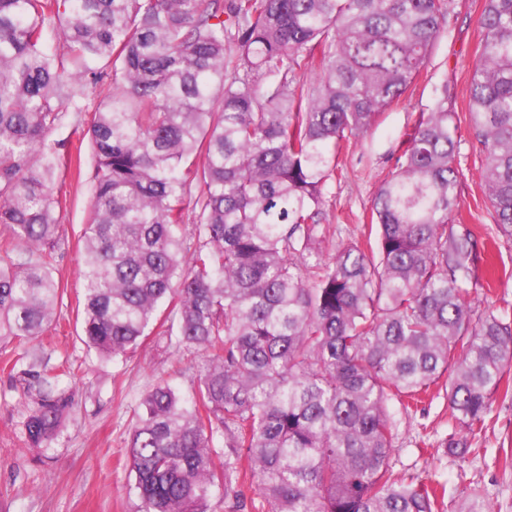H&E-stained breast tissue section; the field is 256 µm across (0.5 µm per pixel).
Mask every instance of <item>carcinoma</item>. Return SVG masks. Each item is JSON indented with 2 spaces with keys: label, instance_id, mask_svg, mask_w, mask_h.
Segmentation results:
<instances>
[{
  "label": "carcinoma",
  "instance_id": "carcinoma-1",
  "mask_svg": "<svg viewBox=\"0 0 512 512\" xmlns=\"http://www.w3.org/2000/svg\"><path fill=\"white\" fill-rule=\"evenodd\" d=\"M449 0H0V344L23 351L22 432L51 444L69 403L26 344L59 325L63 156L92 114L82 342L117 360L151 335L199 358L185 397H142L126 448L139 512H438L446 488L389 466V403L446 378L467 454L512 368V316L473 315L485 242L450 215L459 129L444 88L371 209L375 241L325 261L341 143L399 99ZM472 148L512 243V0H485ZM63 38L66 52L50 46ZM189 225L190 246L178 236ZM456 512H491L477 492Z\"/></svg>",
  "mask_w": 512,
  "mask_h": 512
}]
</instances>
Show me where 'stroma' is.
<instances>
[{"label":"stroma","mask_w":512,"mask_h":512,"mask_svg":"<svg viewBox=\"0 0 512 512\" xmlns=\"http://www.w3.org/2000/svg\"><path fill=\"white\" fill-rule=\"evenodd\" d=\"M485 0H452L445 31L433 43L412 87L393 102L359 140L348 143L325 191L327 232L318 249L335 254L341 243L360 236L369 221L374 196L394 171L408 135L421 112L440 91L462 132L457 156L458 199L452 223L468 225L478 236L494 226V210L480 179L483 159L471 147L469 94L471 64L482 32L477 19ZM104 89L90 95L87 111L69 112L53 132L64 142L66 160L56 186L66 197L60 217L54 275L64 287L60 327L47 332L39 347L48 367L69 362L73 376L61 385L72 398L55 440L31 448L21 432L22 382L0 369V512H138L131 489L124 442L145 392L165 379L189 391V357L155 340L112 362L87 349L81 340L77 298L83 288L80 236L90 217L94 158L85 132ZM483 283L512 307V243L489 248L481 263ZM390 411L397 439L389 464L396 475L440 479L448 484V504L463 488H478L494 512H512V394H496L485 433L473 441L465 458L446 454L443 442L452 431L443 385L412 412L400 403Z\"/></svg>","instance_id":"1"}]
</instances>
